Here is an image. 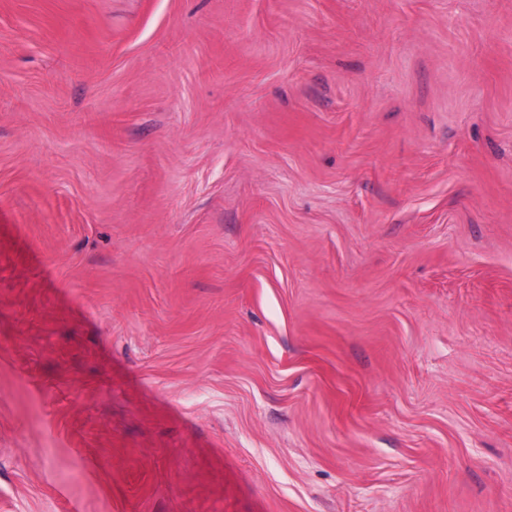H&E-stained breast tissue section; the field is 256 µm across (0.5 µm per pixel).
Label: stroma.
<instances>
[{"mask_svg": "<svg viewBox=\"0 0 512 512\" xmlns=\"http://www.w3.org/2000/svg\"><path fill=\"white\" fill-rule=\"evenodd\" d=\"M0 512H512V0H0Z\"/></svg>", "mask_w": 512, "mask_h": 512, "instance_id": "1", "label": "stroma"}]
</instances>
